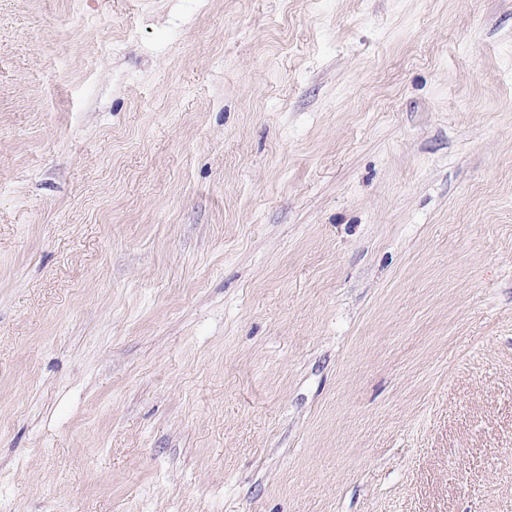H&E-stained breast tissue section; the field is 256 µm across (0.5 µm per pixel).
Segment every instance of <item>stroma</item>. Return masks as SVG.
Masks as SVG:
<instances>
[{
	"label": "stroma",
	"mask_w": 512,
	"mask_h": 512,
	"mask_svg": "<svg viewBox=\"0 0 512 512\" xmlns=\"http://www.w3.org/2000/svg\"><path fill=\"white\" fill-rule=\"evenodd\" d=\"M0 512H512V0H0Z\"/></svg>",
	"instance_id": "stroma-1"
}]
</instances>
